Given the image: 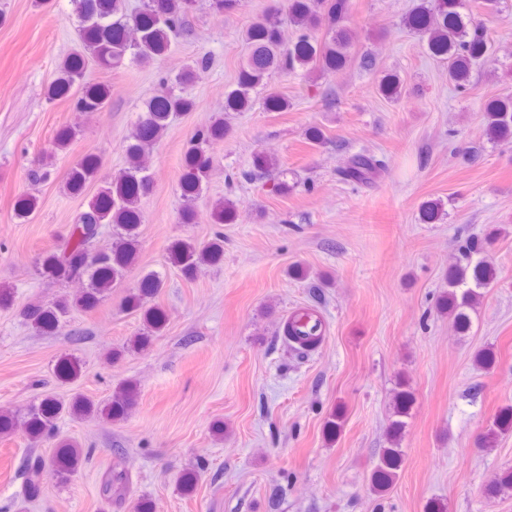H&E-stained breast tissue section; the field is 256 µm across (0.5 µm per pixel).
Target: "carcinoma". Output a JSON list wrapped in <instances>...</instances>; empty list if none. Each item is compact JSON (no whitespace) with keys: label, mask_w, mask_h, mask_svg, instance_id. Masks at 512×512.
<instances>
[{"label":"carcinoma","mask_w":512,"mask_h":512,"mask_svg":"<svg viewBox=\"0 0 512 512\" xmlns=\"http://www.w3.org/2000/svg\"><path fill=\"white\" fill-rule=\"evenodd\" d=\"M499 0H418L416 7L402 20V26L426 46L430 55L448 64V82L461 93L470 89L475 68L488 62L490 45L480 13L497 10ZM78 19V37L84 53L75 54L62 62L52 86L53 95L72 98L77 112H102L112 98V86L85 79L89 62L104 67L118 66L125 58L149 63L167 54L172 40L184 33L185 16L196 0H141L128 9L126 0H74ZM350 0H271L260 15L243 29L241 40L248 54L240 66L236 86L228 91L224 111L244 112L261 102L270 112H286L288 98L270 89L269 79L274 73L296 74L313 83L324 72H339L352 65L379 77V91L397 100L402 94L398 75L380 66L377 57L364 52L357 57L350 54L352 32L346 22ZM288 15V25L295 38L284 39L282 15ZM208 66L205 58L196 61L176 76L174 82H193L198 73ZM192 99L171 88L146 103L134 125L126 146L127 167L111 179L104 180L88 208L80 212L70 225L65 250L47 256L41 263V272L60 281H82L85 288L74 300L62 299L51 306L39 303L29 305L23 312L32 327L42 333L54 331L71 309H96L132 266L139 251V228L142 223L141 200L153 185L146 163V155L169 128L171 118L193 109ZM482 117L487 140L492 144L512 143V96L487 100L482 106ZM78 132L77 127L61 129L51 145V153L68 148ZM230 132L224 117L219 116L210 125L197 132L189 141L184 157L181 181L182 206L179 218L183 224H194L197 219L195 203L203 182L208 176L209 161L204 146L213 139H221ZM384 163L376 155L363 151L354 154L348 164L338 171L341 180L355 185L369 182L381 172ZM99 162L92 156L83 157L70 171L65 189L81 192L87 183L99 175ZM237 203L224 199L217 201L211 211L217 224H231L237 215ZM112 228V243H100L104 226ZM224 248L218 242L196 245L187 241L174 243L168 252L167 264L190 277L202 265L222 261ZM498 277L496 266L487 260L472 261L470 256L448 270V289L438 303L441 314L452 319L461 334L469 332L473 312L483 291L494 285ZM164 287V278L158 272H149L137 288L126 298V309L142 312L143 331L130 339L131 347H147L153 336L165 327L160 307L151 304ZM322 332L321 321L307 328L304 322L286 324L284 335L303 348L315 345ZM81 372L78 362L64 359L57 366L58 376L65 382L75 381ZM132 386H119L112 399L95 402L81 394L64 402L52 394H45L31 404L24 413L30 436L57 437L56 423L64 415L74 419L93 417L112 419L122 416L129 405ZM412 394L401 387L394 396L391 421L392 439L382 450L372 474L373 491L385 492L398 476L403 463L397 436L406 427L410 416ZM512 430V408L498 414L486 433L485 446L493 447L499 434ZM85 454L73 440H60L52 456L37 457L26 464L25 489L27 497H37L46 474L66 481L81 466ZM128 478L122 473H109L102 480L100 493L110 505L123 499Z\"/></svg>","instance_id":"carcinoma-1"}]
</instances>
